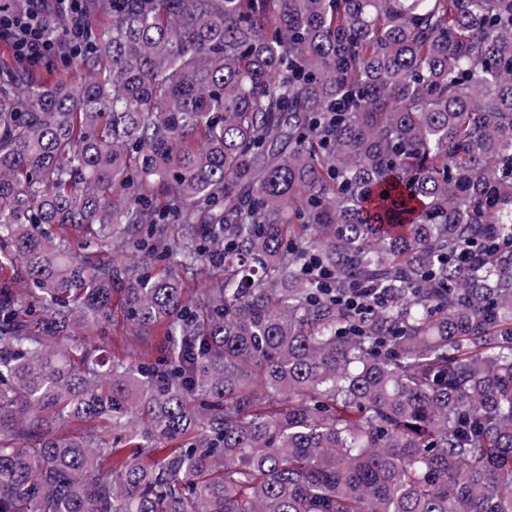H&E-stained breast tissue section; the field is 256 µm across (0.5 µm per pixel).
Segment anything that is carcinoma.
<instances>
[{
  "label": "carcinoma",
  "mask_w": 512,
  "mask_h": 512,
  "mask_svg": "<svg viewBox=\"0 0 512 512\" xmlns=\"http://www.w3.org/2000/svg\"><path fill=\"white\" fill-rule=\"evenodd\" d=\"M0 512H512V0H99L0 70Z\"/></svg>",
  "instance_id": "1"
}]
</instances>
